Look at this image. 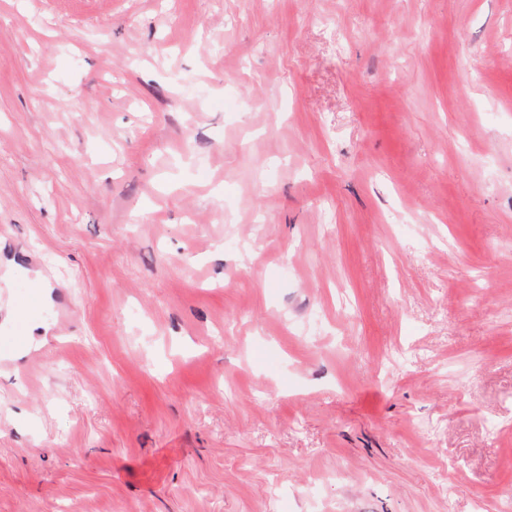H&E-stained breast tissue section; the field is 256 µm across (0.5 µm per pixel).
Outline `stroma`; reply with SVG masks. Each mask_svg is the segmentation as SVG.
<instances>
[{
    "instance_id": "obj_1",
    "label": "stroma",
    "mask_w": 512,
    "mask_h": 512,
    "mask_svg": "<svg viewBox=\"0 0 512 512\" xmlns=\"http://www.w3.org/2000/svg\"><path fill=\"white\" fill-rule=\"evenodd\" d=\"M1 225L0 512H512V0H0ZM15 303L20 312L6 327H0V363H7L23 348L29 336L28 315L42 309L41 285L36 281H20Z\"/></svg>"
}]
</instances>
